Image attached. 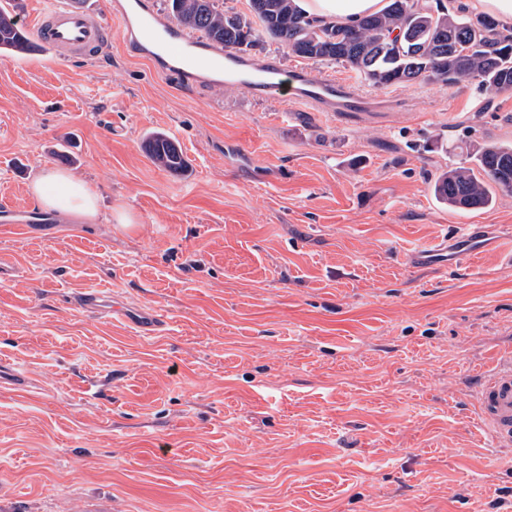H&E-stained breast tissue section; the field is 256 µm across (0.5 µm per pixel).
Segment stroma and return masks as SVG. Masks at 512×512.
<instances>
[{
    "label": "stroma",
    "instance_id": "35a3bbf8",
    "mask_svg": "<svg viewBox=\"0 0 512 512\" xmlns=\"http://www.w3.org/2000/svg\"><path fill=\"white\" fill-rule=\"evenodd\" d=\"M251 54L373 109L183 88L116 37L91 62L0 55V206L53 166L132 219L0 231V363L30 377L0 385V512H512V447L475 404L512 350V192L431 191L465 140L512 143V94ZM152 130L189 176L151 163ZM462 224L483 248L457 260ZM87 290L166 325L84 311ZM114 312L121 318L136 326L144 335H153L163 326V319L153 310H142L137 313L126 312L114 307Z\"/></svg>",
    "mask_w": 512,
    "mask_h": 512
}]
</instances>
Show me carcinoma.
<instances>
[{"label": "carcinoma", "mask_w": 512, "mask_h": 512, "mask_svg": "<svg viewBox=\"0 0 512 512\" xmlns=\"http://www.w3.org/2000/svg\"><path fill=\"white\" fill-rule=\"evenodd\" d=\"M257 14L227 13L216 0H167L177 23L229 50L246 51L266 35L305 59L348 64L375 87L409 85L428 79L445 83L476 80L496 93L512 92V25L483 15L467 16L434 7L427 0H390L383 13L355 29L321 27L297 9L295 0H259ZM38 50L17 14L0 8V54ZM144 149L157 167L186 176L190 164L165 132L153 131ZM473 167H450L434 180L435 199L455 210L482 209L493 202L490 184L512 191V144H470Z\"/></svg>", "instance_id": "cac0c4a2"}]
</instances>
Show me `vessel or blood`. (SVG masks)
Here are the masks:
<instances>
[{
	"label": "vessel or blood",
	"mask_w": 512,
	"mask_h": 512,
	"mask_svg": "<svg viewBox=\"0 0 512 512\" xmlns=\"http://www.w3.org/2000/svg\"><path fill=\"white\" fill-rule=\"evenodd\" d=\"M28 30L55 63L70 58L96 59L112 33H120L132 53L160 74L181 85L199 88L231 81L246 94L260 98L278 90L286 100L320 112H364L366 98L350 83L333 77L314 79L307 70L283 73L278 59L242 56L175 27L155 9L152 0H113L104 15L73 8L69 0H33ZM41 219L30 207L0 208V230L29 231ZM125 320L142 334L152 335L163 320L153 310L128 312ZM480 423L495 444L512 446V357L498 363L477 391Z\"/></svg>",
	"instance_id": "vessel-or-blood-1"
}]
</instances>
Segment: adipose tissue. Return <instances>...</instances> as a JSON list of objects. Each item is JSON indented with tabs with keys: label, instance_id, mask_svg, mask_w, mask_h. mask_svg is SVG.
I'll use <instances>...</instances> for the list:
<instances>
[{
	"label": "adipose tissue",
	"instance_id": "ef3b65f1",
	"mask_svg": "<svg viewBox=\"0 0 512 512\" xmlns=\"http://www.w3.org/2000/svg\"><path fill=\"white\" fill-rule=\"evenodd\" d=\"M298 9L320 25L357 27L368 15L383 11L388 0H295ZM31 192L42 207L70 219L95 222L99 197L85 181L73 173L44 169L34 181Z\"/></svg>",
	"mask_w": 512,
	"mask_h": 512
}]
</instances>
